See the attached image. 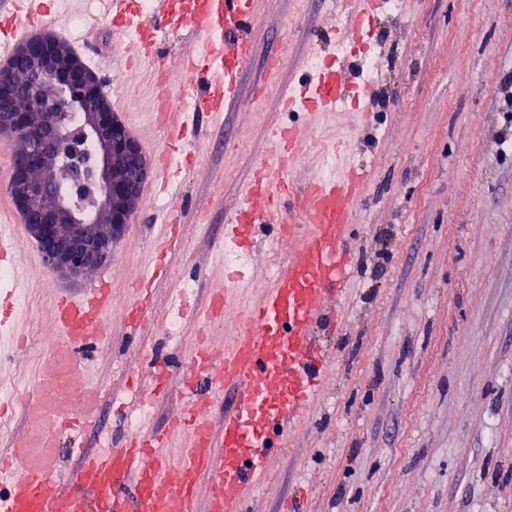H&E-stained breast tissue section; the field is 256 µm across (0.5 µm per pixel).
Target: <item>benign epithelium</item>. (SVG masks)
Masks as SVG:
<instances>
[{"label": "benign epithelium", "instance_id": "7a95c632", "mask_svg": "<svg viewBox=\"0 0 512 512\" xmlns=\"http://www.w3.org/2000/svg\"><path fill=\"white\" fill-rule=\"evenodd\" d=\"M0 135L13 156L9 194L44 264L77 276L108 259L150 166L100 77L51 34L24 43L0 69Z\"/></svg>", "mask_w": 512, "mask_h": 512}]
</instances>
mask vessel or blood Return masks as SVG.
Listing matches in <instances>:
<instances>
[{
	"mask_svg": "<svg viewBox=\"0 0 512 512\" xmlns=\"http://www.w3.org/2000/svg\"><path fill=\"white\" fill-rule=\"evenodd\" d=\"M125 27L138 0H93ZM257 0H151L149 12L125 46L134 62L164 73L153 49L163 29L178 26L187 37L179 66L182 80L166 86L159 125L167 143L156 154L158 186H165L173 153L195 166L187 116L204 112L222 119L240 97V76L253 52L249 37L257 22ZM355 30L373 25L378 0H336ZM43 0H0V61L40 31ZM375 83L364 75V59L342 55L285 86L280 108L313 115L367 112ZM305 135L279 126L254 166L246 198L232 211L226 240L246 250L257 225H278L281 234L305 225L296 249L273 284L242 314L229 343L195 346L181 367L189 413L174 418L164 435L128 436L104 456H88L63 485L40 472L16 475L0 512H197L207 492L206 512H248L270 461L282 451V437L319 394L329 360L314 328L327 318V302L342 291L353 253L349 234L353 203L366 175L352 169L341 178L315 179L302 187L290 180ZM19 239L0 234V267L19 275ZM110 293L102 286L82 295H62L54 315L70 345L103 340L102 315ZM231 390L221 425L210 416L216 386ZM183 439L179 455L166 453L169 441Z\"/></svg>",
	"mask_w": 512,
	"mask_h": 512,
	"instance_id": "1",
	"label": "vessel or blood"
}]
</instances>
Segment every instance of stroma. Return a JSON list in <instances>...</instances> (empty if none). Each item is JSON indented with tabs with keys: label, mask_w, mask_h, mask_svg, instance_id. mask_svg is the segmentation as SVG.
I'll use <instances>...</instances> for the list:
<instances>
[{
	"label": "stroma",
	"mask_w": 512,
	"mask_h": 512,
	"mask_svg": "<svg viewBox=\"0 0 512 512\" xmlns=\"http://www.w3.org/2000/svg\"><path fill=\"white\" fill-rule=\"evenodd\" d=\"M55 23L89 52L118 114L154 154L163 144L152 117L159 89L120 57L122 36L89 0H52ZM330 0H261L254 52L236 109L204 121L202 167L180 170L186 222L177 224L173 271L154 282L152 315L139 332L126 317L153 264L156 220L165 199L143 185L136 211L107 262L75 280L47 269L22 237L20 281L0 273L13 308L0 330V451L35 466L48 447L57 483L89 453L119 446L132 426L165 429L186 414L178 370L203 308L224 286L225 218L238 205L272 128L301 125L306 113L279 108V90L302 81L309 60L333 55ZM373 35L376 91L360 130L321 116V139L351 138L345 162L325 169L311 151L298 184L344 167L367 170L354 203L351 275L331 320L317 333L332 360L324 387L303 411L284 452L259 487L252 512H512V0H397L382 4ZM261 225L246 264L253 299L282 271L296 239ZM109 278L112 328L82 348L65 338L42 348L30 337L55 329L53 304ZM170 367L152 406L148 370ZM56 395L11 398L19 374ZM67 421L45 429L48 407Z\"/></svg>",
	"instance_id": "stroma-1"
}]
</instances>
